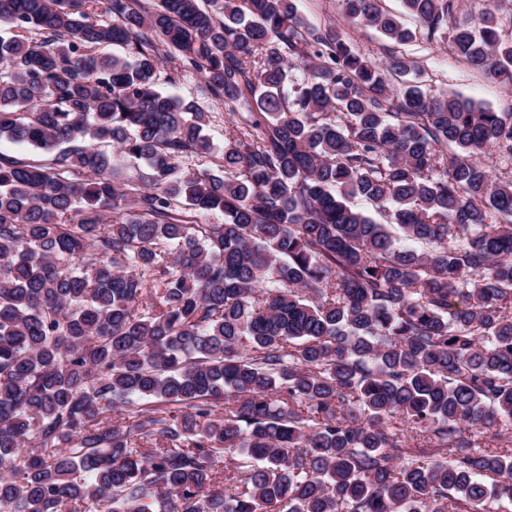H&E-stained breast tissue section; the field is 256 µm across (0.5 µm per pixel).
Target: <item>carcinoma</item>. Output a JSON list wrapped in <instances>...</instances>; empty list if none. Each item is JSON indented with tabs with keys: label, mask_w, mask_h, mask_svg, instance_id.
Listing matches in <instances>:
<instances>
[{
	"label": "carcinoma",
	"mask_w": 512,
	"mask_h": 512,
	"mask_svg": "<svg viewBox=\"0 0 512 512\" xmlns=\"http://www.w3.org/2000/svg\"><path fill=\"white\" fill-rule=\"evenodd\" d=\"M403 3L512 84L494 11ZM410 68L295 0H0V142L50 155L0 153V512L512 504V453L480 446L512 418V179L482 161L512 114L392 89ZM188 70L227 122L258 108L214 169H183L211 113L159 91ZM112 145L146 171L118 181Z\"/></svg>",
	"instance_id": "1"
}]
</instances>
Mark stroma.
I'll return each instance as SVG.
<instances>
[{
	"mask_svg": "<svg viewBox=\"0 0 512 512\" xmlns=\"http://www.w3.org/2000/svg\"><path fill=\"white\" fill-rule=\"evenodd\" d=\"M297 7L310 24L335 27L357 53L372 62H385L393 52L413 62V70L406 78H394L393 87H400L403 81L409 80L436 97L456 94L479 101L493 111L512 113V86L457 58L447 36L429 39L419 33L418 21L406 14L401 0H383L381 7L400 15L408 27L417 30L416 40L403 46L394 45L379 32L352 22L342 8V0H297Z\"/></svg>",
	"mask_w": 512,
	"mask_h": 512,
	"instance_id": "stroma-1",
	"label": "stroma"
}]
</instances>
